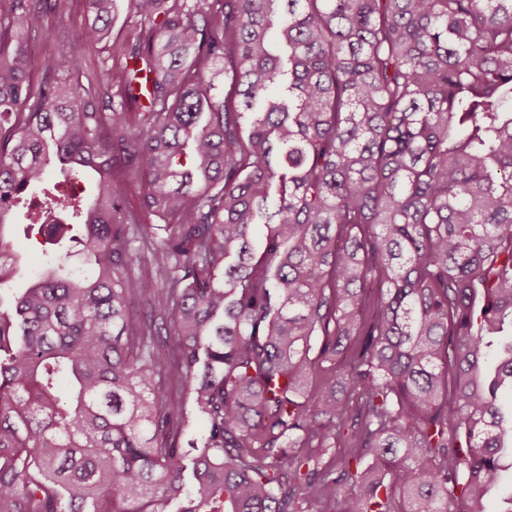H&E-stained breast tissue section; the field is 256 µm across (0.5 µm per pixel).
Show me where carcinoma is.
<instances>
[{"label":"carcinoma","mask_w":512,"mask_h":512,"mask_svg":"<svg viewBox=\"0 0 512 512\" xmlns=\"http://www.w3.org/2000/svg\"><path fill=\"white\" fill-rule=\"evenodd\" d=\"M130 6L114 42L113 0H86L34 84L48 13L0 0V286L25 198L92 268L47 253L0 308V512H488L512 446V340L483 370L512 326V0ZM59 37L58 29L49 25L43 28L39 33L33 38H31V55L33 56L34 62L31 65V78L38 82L42 77V71L38 66V59L42 56V53L45 49H48L53 46V42ZM183 400L189 423L185 428L180 441L185 451H187L190 455H193L196 453L194 448L200 446V437L204 432L205 425L201 418H199L196 414L192 395L185 393Z\"/></svg>","instance_id":"carcinoma-1"}]
</instances>
